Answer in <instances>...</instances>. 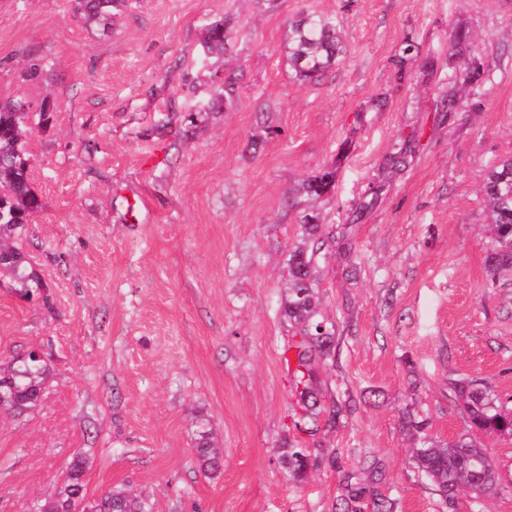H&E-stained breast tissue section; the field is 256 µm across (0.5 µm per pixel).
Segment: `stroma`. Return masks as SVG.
I'll return each mask as SVG.
<instances>
[{
	"label": "stroma",
	"mask_w": 512,
	"mask_h": 512,
	"mask_svg": "<svg viewBox=\"0 0 512 512\" xmlns=\"http://www.w3.org/2000/svg\"><path fill=\"white\" fill-rule=\"evenodd\" d=\"M308 12L335 17L344 46L317 83L286 60ZM227 18L223 53L205 54ZM449 92L457 110L438 111ZM0 101L29 114L41 207L20 246L45 284L26 300L0 278V361L35 349L49 366L36 407L0 414V512L51 494L78 453L88 498L123 486L153 512H338L345 474L372 463L394 512H512V436L477 435L499 490L450 507L401 428L409 412L437 439L469 434L464 380L512 408V276L485 269L482 191L512 157V0H131L107 26L74 0H0ZM415 130L416 159L384 168ZM327 168L331 193H301ZM310 211L351 245L321 258L318 295L336 332L324 389L355 402L313 437L293 427L279 312ZM292 438L335 463L289 481ZM196 426V454L200 470L208 479L215 480L221 473V461L223 459L221 450L215 443L214 429L211 421L202 416L195 418Z\"/></svg>",
	"instance_id": "stroma-1"
}]
</instances>
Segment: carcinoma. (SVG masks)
Segmentation results:
<instances>
[{
	"label": "carcinoma",
	"mask_w": 512,
	"mask_h": 512,
	"mask_svg": "<svg viewBox=\"0 0 512 512\" xmlns=\"http://www.w3.org/2000/svg\"><path fill=\"white\" fill-rule=\"evenodd\" d=\"M77 10L87 21H101L118 14L128 0H75ZM226 26L214 22L208 28L206 47L209 52L224 50ZM288 65L300 81L315 82L336 65L343 52L341 36L335 19L318 13H307L290 22L285 46ZM25 116L14 103H0V272L8 273L20 283L29 296L44 288L30 271V263L15 244L28 224L29 216L38 209V200L29 186L30 161L25 149ZM421 134L414 132L397 151L386 158V164L404 170L413 159ZM335 172L327 171L307 177L302 190L311 197L326 193L325 180ZM483 190L490 208L492 246L485 256V267L491 276L512 271V158L492 166L487 173ZM302 242L288 250V292L282 302L281 315L297 328L288 350L295 363L292 372L293 389L299 412L295 413L294 428L315 435L323 416L330 425L347 411L350 404L331 401L326 404L319 369L332 359L335 347L333 323L320 313L318 257L340 244L336 232L320 223L314 214L301 217ZM47 366L36 362L28 353L10 358L7 367L0 368V410L16 416L37 406L44 392ZM464 412L473 428L486 435H512V412L497 403L486 387L473 381H462L455 387ZM196 454L200 470L215 480L221 473L222 454L215 443L211 421L195 418ZM402 427L415 431L412 458L417 473L430 480L454 507L455 495L461 489L491 494L499 482L493 461L484 448L468 436L452 442H441L422 432L423 422L408 414ZM280 463L288 479L302 483L309 470L317 466V456L301 448L297 440L282 444ZM85 458L77 455L69 464L64 482L51 495L33 504L34 512H69L67 505L74 497L85 499ZM382 477L379 468L370 470L365 484L347 486L342 512H392V504L379 497L377 485ZM104 512H151L147 498L126 489H109L103 493Z\"/></svg>",
	"instance_id": "obj_1"
}]
</instances>
